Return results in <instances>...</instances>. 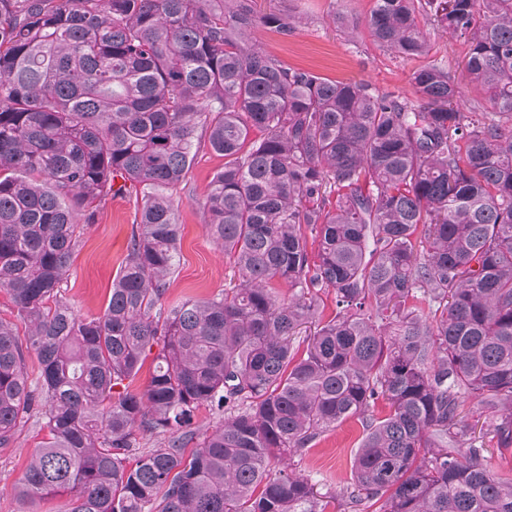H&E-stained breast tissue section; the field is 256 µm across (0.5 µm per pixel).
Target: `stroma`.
Wrapping results in <instances>:
<instances>
[{"label":"stroma","instance_id":"1","mask_svg":"<svg viewBox=\"0 0 512 512\" xmlns=\"http://www.w3.org/2000/svg\"><path fill=\"white\" fill-rule=\"evenodd\" d=\"M257 15L292 13L296 28L280 34L260 24L255 37L267 53L287 66L312 71L321 77L348 82H366L386 92L412 96L409 76L415 68L435 63L459 76L468 46L449 37L432 23H422L427 50L422 57L403 59L383 50L360 31L349 38L332 22L342 13L361 23L369 15L373 0H252ZM224 166L223 156L200 147L187 180L173 199L178 210L182 237L179 264L167 293L168 303L187 298L203 299L223 289L232 270L222 250L206 227L204 198L207 187ZM135 215V198L127 194L101 206L95 224L88 227L74 252L63 286L75 310L84 317L103 313L113 280L121 270ZM46 437L35 422H28L14 441L0 447V512H19L13 488L21 481L34 448ZM363 437L358 419H348L322 433L301 456L295 457L298 472L325 483L336 493L351 478L356 451Z\"/></svg>","mask_w":512,"mask_h":512}]
</instances>
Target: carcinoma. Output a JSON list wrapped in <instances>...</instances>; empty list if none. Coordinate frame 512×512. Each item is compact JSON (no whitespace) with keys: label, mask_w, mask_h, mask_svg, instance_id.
<instances>
[{"label":"carcinoma","mask_w":512,"mask_h":512,"mask_svg":"<svg viewBox=\"0 0 512 512\" xmlns=\"http://www.w3.org/2000/svg\"><path fill=\"white\" fill-rule=\"evenodd\" d=\"M428 4L469 50L459 81L412 71L410 99L285 66L253 40L244 0H0V292L14 305L0 317V447L32 418L48 432L19 502L325 512L288 458L356 417L365 435L337 493L349 512H512V474L486 456L488 439L512 448V0ZM420 7L374 0L366 27L419 57ZM265 23L286 35L295 19ZM469 88L492 110L466 106ZM201 131L224 156L208 231L238 283L166 306L173 191ZM126 193L124 266L83 318L60 284L100 206ZM202 405L224 421L189 451ZM139 434L163 441L139 452Z\"/></svg>","instance_id":"obj_1"}]
</instances>
